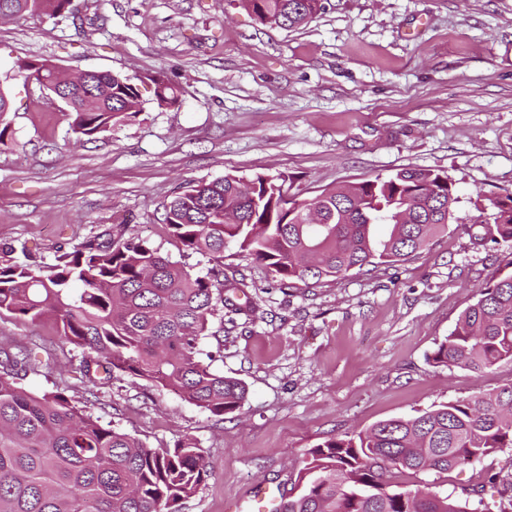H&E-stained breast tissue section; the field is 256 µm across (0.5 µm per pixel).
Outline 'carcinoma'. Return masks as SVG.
I'll return each instance as SVG.
<instances>
[{"label": "carcinoma", "mask_w": 512, "mask_h": 512, "mask_svg": "<svg viewBox=\"0 0 512 512\" xmlns=\"http://www.w3.org/2000/svg\"><path fill=\"white\" fill-rule=\"evenodd\" d=\"M263 25L295 30L325 10L324 0H238ZM55 14L54 0H0V15ZM98 93L73 98L68 116L78 139L93 140L126 118L123 102L141 97L132 78L100 72ZM159 106L178 101L161 72L152 76ZM226 175L175 195L166 205L169 234L186 251L208 258L195 275L147 241L89 240L48 266L0 265V316L37 321L51 316L64 342L82 351L84 377L119 371L168 389L221 416L239 410L247 387L213 372L201 357L206 337L223 343L224 291L249 287L224 264L237 248L264 265L277 286L341 279L368 266H394L454 224L458 196L448 175L409 166L310 200L288 194L284 176ZM492 221L481 240L512 244V193L487 198ZM35 344L0 360V512H181L207 473L205 457L187 438L149 448L101 422L64 391L33 394L21 372ZM432 363L475 374L512 366V270L480 286ZM512 449V382L440 404L420 415L379 421L353 436H334L307 452L302 493L276 512H467L438 491L409 490L386 473H446ZM499 512H512V478L494 474Z\"/></svg>", "instance_id": "obj_1"}]
</instances>
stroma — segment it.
<instances>
[{
  "instance_id": "stroma-1",
  "label": "stroma",
  "mask_w": 512,
  "mask_h": 512,
  "mask_svg": "<svg viewBox=\"0 0 512 512\" xmlns=\"http://www.w3.org/2000/svg\"><path fill=\"white\" fill-rule=\"evenodd\" d=\"M23 59L129 76L144 110L78 140L46 94L14 79ZM158 72L176 86L175 106L152 103ZM0 85L12 100L0 113V265L143 239L206 271L169 235L164 209L227 175H282L308 199L409 165L440 169L468 224L486 219V196L512 193V0H327L291 32L230 0H73L59 16L0 20ZM224 261L247 278L250 301L223 343H202L212 370L248 389L222 418L118 371L88 382L53 319L0 318V347H41L26 389L92 398L102 423L150 448L194 440L209 473L182 512H226L261 483L298 495L306 452L324 438L512 380L507 367L478 376L430 362L476 289L512 262L510 243L488 249L451 229L399 265L285 291L235 248ZM491 473H512V452L401 481L498 512Z\"/></svg>"
}]
</instances>
